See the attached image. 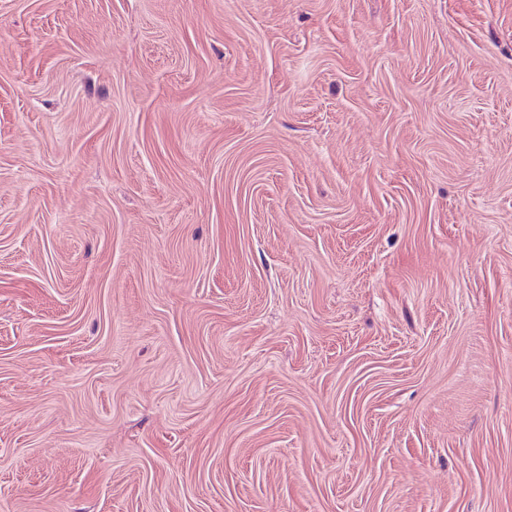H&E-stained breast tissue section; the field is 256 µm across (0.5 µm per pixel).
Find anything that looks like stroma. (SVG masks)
I'll return each mask as SVG.
<instances>
[{
	"instance_id": "stroma-1",
	"label": "stroma",
	"mask_w": 512,
	"mask_h": 512,
	"mask_svg": "<svg viewBox=\"0 0 512 512\" xmlns=\"http://www.w3.org/2000/svg\"><path fill=\"white\" fill-rule=\"evenodd\" d=\"M0 512H512V0H0Z\"/></svg>"
}]
</instances>
